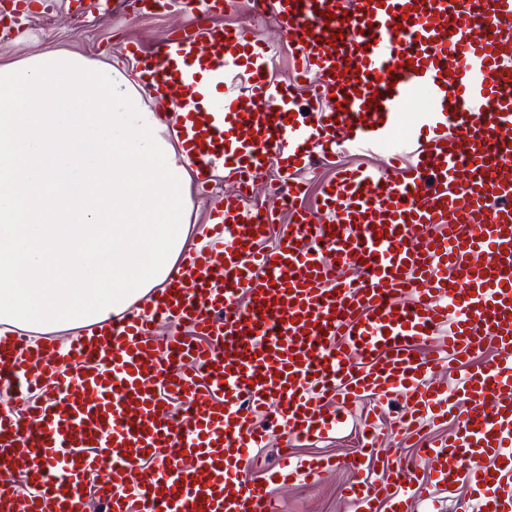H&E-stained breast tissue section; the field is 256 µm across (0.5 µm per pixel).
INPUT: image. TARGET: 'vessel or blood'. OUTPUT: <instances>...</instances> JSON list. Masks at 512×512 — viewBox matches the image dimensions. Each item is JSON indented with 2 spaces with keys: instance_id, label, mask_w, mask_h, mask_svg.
Wrapping results in <instances>:
<instances>
[{
  "instance_id": "b4317fda",
  "label": "vessel or blood",
  "mask_w": 512,
  "mask_h": 512,
  "mask_svg": "<svg viewBox=\"0 0 512 512\" xmlns=\"http://www.w3.org/2000/svg\"><path fill=\"white\" fill-rule=\"evenodd\" d=\"M116 4L193 6V28L126 52L139 90L180 109L155 118L196 187L220 168L234 190L165 287L77 323L68 346L0 317V512H87L91 487L106 512H271L269 485L332 466L295 460L296 442L398 391L403 428H456L403 459L380 456L367 423L342 462L352 512H414L427 461L479 512H512V0H253L312 91L304 111L250 26L211 24L235 0ZM202 71L223 97L198 91ZM340 148L387 166L341 169L302 206L296 172ZM273 166L264 203L253 183ZM277 202L294 221L277 223ZM164 321L182 332L159 341ZM450 365L465 368L451 386ZM262 415L283 464L257 477Z\"/></svg>"
}]
</instances>
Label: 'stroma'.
Masks as SVG:
<instances>
[{"label":"stroma","mask_w":512,"mask_h":512,"mask_svg":"<svg viewBox=\"0 0 512 512\" xmlns=\"http://www.w3.org/2000/svg\"><path fill=\"white\" fill-rule=\"evenodd\" d=\"M86 13L84 23H76L78 13ZM193 9H169L154 15L131 19L109 7L87 10L85 0H34L28 16L17 19L14 33L0 39V62L13 63L26 57L55 49H66L85 56L89 61H109L128 71L132 63L123 52L125 42L134 41L148 47L174 27L194 23ZM366 410L354 408L347 427L330 438L300 442L299 456L327 455L343 459L355 448L359 426ZM350 474L336 467L318 483L306 481L285 489H271L275 512H351L341 496Z\"/></svg>","instance_id":"obj_1"}]
</instances>
